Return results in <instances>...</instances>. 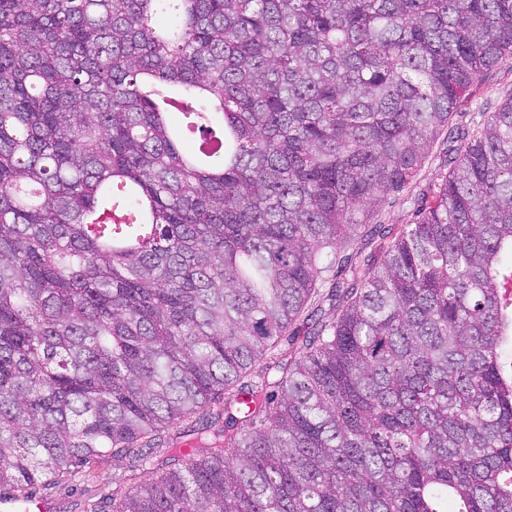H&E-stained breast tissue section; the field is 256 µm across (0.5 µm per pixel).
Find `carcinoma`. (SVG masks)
I'll use <instances>...</instances> for the list:
<instances>
[{
  "label": "carcinoma",
  "instance_id": "1",
  "mask_svg": "<svg viewBox=\"0 0 512 512\" xmlns=\"http://www.w3.org/2000/svg\"><path fill=\"white\" fill-rule=\"evenodd\" d=\"M506 58L512 0H0V497L110 459L155 478L90 512H512V98L369 225ZM381 242L383 245L384 241L379 239L378 237H375L372 240V243L365 246L363 243H366V242L360 241V239H358L355 244L346 248L344 251H341L339 257L342 258L341 260H347L345 258H349V261L351 258V261L355 262V261H361L368 255L372 254L375 261L379 262L382 257V253H381V249H380ZM357 251H359L358 254H356ZM360 251H361V253H360ZM342 267L339 266L337 273H336V267H335V275L333 277H329L324 282L320 283L317 288H320V302L319 305L322 309V312L320 310L318 312L315 311V315L313 317H305L307 313H305L297 322L292 326L290 331V336L284 337L283 340H281L275 350L276 356L278 358H282L284 360L294 358V356L297 354L298 348L301 345V342L304 338V336L308 335V332L311 331L314 325V319L320 317V319H324L328 316V314H332L331 306L329 305L330 301L326 300L327 298H322L327 296V294L332 291V288L336 285L337 282L341 284L343 279H345V272H344V263H341ZM340 264V265H341ZM325 320V319H324Z\"/></svg>",
  "mask_w": 512,
  "mask_h": 512
}]
</instances>
